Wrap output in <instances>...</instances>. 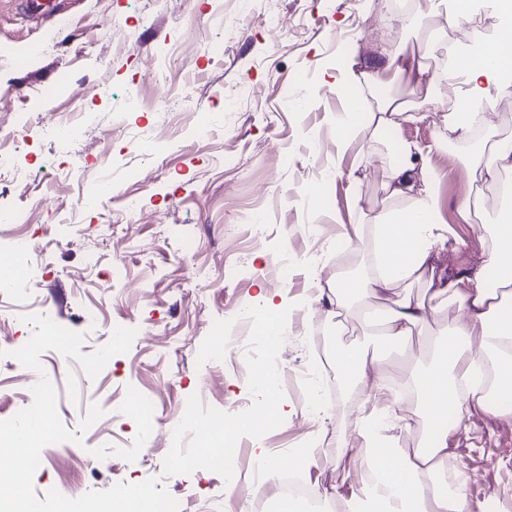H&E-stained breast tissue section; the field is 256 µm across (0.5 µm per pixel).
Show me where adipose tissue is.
Masks as SVG:
<instances>
[{
    "label": "adipose tissue",
    "mask_w": 512,
    "mask_h": 512,
    "mask_svg": "<svg viewBox=\"0 0 512 512\" xmlns=\"http://www.w3.org/2000/svg\"><path fill=\"white\" fill-rule=\"evenodd\" d=\"M499 25L493 36L474 34L471 43L453 50L455 59L446 72L433 68L436 46L418 45L416 53L383 49L370 69L355 81L368 92L403 81L422 92L423 101L443 107L449 138L470 137L482 127L487 153L469 158L466 170L472 192L458 214L472 223L483 213L488 199L483 186L497 182L498 221L491 228L490 245L473 274L448 276L432 255L444 238L432 214L435 199L432 175L418 162V147L399 142L382 191L389 207L375 217L373 272L366 277H337L327 298L343 312L358 301L374 309V328L389 340L407 346L428 316L457 309L447 328L427 342L425 355L410 375L416 393L415 413L423 431L415 447L400 445L399 432H412V423L392 415L363 418V453L373 478L371 497L375 512H474L470 499L449 488L448 439L467 428L474 408H486L482 370H490L494 389L512 398V136H498L484 113L496 101L512 96V0H495ZM417 107L399 95L378 97L372 112V134L382 138L396 131L398 120H416ZM407 206H400V199ZM336 371L351 387L364 388L371 374H383L377 357L337 349ZM390 439H383V432ZM433 478L429 493L418 489L420 475Z\"/></svg>",
    "instance_id": "adipose-tissue-1"
}]
</instances>
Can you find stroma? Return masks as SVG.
Instances as JSON below:
<instances>
[{
	"mask_svg": "<svg viewBox=\"0 0 512 512\" xmlns=\"http://www.w3.org/2000/svg\"><path fill=\"white\" fill-rule=\"evenodd\" d=\"M380 2L364 20L356 0H58L47 17L27 16L23 0H0V127L9 128L10 112L47 109L83 125L63 148L36 134L26 139L22 166L31 183L0 186V209L26 193L44 200L32 228L39 262L32 297L67 329L84 334L85 354L108 343L113 323L140 326L129 351L93 379L75 360L45 354L58 413L78 439L44 447L33 480L37 497L55 489L77 498L155 478L179 512H250L256 498L263 512H273L281 475L256 478V453L292 458L310 446L315 456L295 471L323 496L327 512H350L365 498L370 482L363 462L339 457L340 446L361 445L360 415L391 407L409 418L414 403L401 373L362 390L337 376L329 360L336 348L383 356L388 349L367 327L361 304L337 321L328 316L323 294L337 271L369 267L372 220L386 205L381 185L395 146L370 138L367 113L337 142L344 103L329 83L336 69L370 68L383 44L410 47L433 39L456 45L477 31L494 34L498 24L486 5L453 26L441 17L400 25L389 0ZM264 11L292 19L294 28L285 35L269 31ZM66 26L82 34L91 53L64 46ZM31 42L41 43L43 53L28 60ZM175 47L189 69L172 72L170 81L190 83L192 107L209 127L195 144L186 115L150 106L160 90L149 68ZM65 80L84 82L88 99L58 96ZM133 85L143 106L126 105ZM393 90L421 105V120L401 122L399 135L417 145L433 170L437 217L448 227L438 263L449 274L474 269L487 245L484 227L497 214L489 209L467 224L457 207L470 192L465 163L484 139L440 144L442 110L423 104L406 84ZM289 94L313 104L290 111ZM159 139L165 146L155 158L156 179L127 178V167L142 159L141 146ZM81 165L142 200L137 245L123 256H116L108 230L119 199L106 201L84 223H63L74 213ZM257 208L268 233L255 245L248 226ZM352 224L361 234L349 241L344 229ZM91 254L97 267L87 264ZM118 259L124 276L112 286L108 274ZM279 260L287 261L289 277L274 289L270 272ZM266 296L288 317L287 338L273 352L283 371L277 401L290 416L272 425L242 366L228 360L207 371L199 362L201 350L217 343L212 324L229 322L245 303L262 312ZM315 392L326 398L320 414L311 407ZM141 393L154 400L152 428L140 427L131 413L113 420L116 406ZM25 394L20 371L0 355V420L18 412ZM240 398L253 404L249 425L235 437L243 446L240 469L231 476L180 469L178 453L196 454L201 442L198 434L170 430L183 404L195 400L212 413ZM448 464L449 480L476 512H512V416L475 409L468 430L448 441Z\"/></svg>",
	"mask_w": 512,
	"mask_h": 512,
	"instance_id": "obj_1",
	"label": "stroma"
}]
</instances>
